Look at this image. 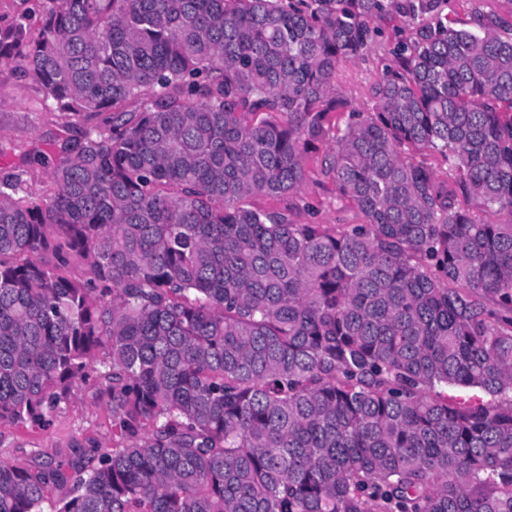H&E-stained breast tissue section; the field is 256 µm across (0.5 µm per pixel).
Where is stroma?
Here are the masks:
<instances>
[{
  "label": "stroma",
  "mask_w": 512,
  "mask_h": 512,
  "mask_svg": "<svg viewBox=\"0 0 512 512\" xmlns=\"http://www.w3.org/2000/svg\"><path fill=\"white\" fill-rule=\"evenodd\" d=\"M507 8L506 0H440L438 11L455 26L470 28L476 14H501ZM396 24L408 31L417 26L416 20L409 17L397 18L392 25L381 24L370 49L336 72L338 92L358 111L373 109L371 87L381 78L391 55L395 43L392 27ZM39 99L36 87L29 81L11 71H0V178L24 173L26 187L36 197L43 194L50 178L44 170L26 171L25 153L49 149L57 140L79 133L78 124L67 116L41 111ZM249 203L263 210L295 211L301 223L355 224L360 220L353 206L336 203L333 184L315 170L311 171L301 195L255 196ZM111 443L110 413L104 402L88 390L64 404L47 429L0 427V458L21 463L31 462L36 452L66 462L74 458L76 448Z\"/></svg>",
  "instance_id": "stroma-1"
}]
</instances>
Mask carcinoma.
<instances>
[{
  "instance_id": "carcinoma-1",
  "label": "carcinoma",
  "mask_w": 512,
  "mask_h": 512,
  "mask_svg": "<svg viewBox=\"0 0 512 512\" xmlns=\"http://www.w3.org/2000/svg\"><path fill=\"white\" fill-rule=\"evenodd\" d=\"M38 2L0 70L82 130L0 180V427L91 389L112 447L0 459V512H512V9L359 112L338 67L438 0ZM321 144L360 223L247 203Z\"/></svg>"
}]
</instances>
